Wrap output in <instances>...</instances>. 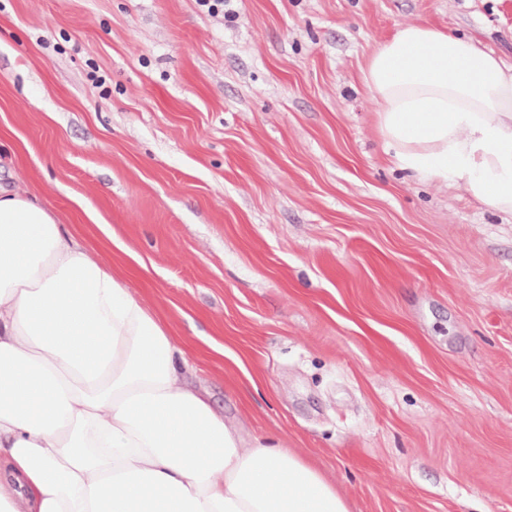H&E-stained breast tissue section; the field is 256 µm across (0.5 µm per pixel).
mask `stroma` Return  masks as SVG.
<instances>
[{
  "instance_id": "obj_1",
  "label": "stroma",
  "mask_w": 512,
  "mask_h": 512,
  "mask_svg": "<svg viewBox=\"0 0 512 512\" xmlns=\"http://www.w3.org/2000/svg\"><path fill=\"white\" fill-rule=\"evenodd\" d=\"M412 22L512 63V0H0V185L350 512H512V223L394 169L361 80Z\"/></svg>"
}]
</instances>
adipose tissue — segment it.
<instances>
[{
	"instance_id": "1",
	"label": "adipose tissue",
	"mask_w": 512,
	"mask_h": 512,
	"mask_svg": "<svg viewBox=\"0 0 512 512\" xmlns=\"http://www.w3.org/2000/svg\"><path fill=\"white\" fill-rule=\"evenodd\" d=\"M362 78L399 170L512 217V65L416 22ZM187 370L87 244L0 192V512H349L299 454L245 442Z\"/></svg>"
}]
</instances>
